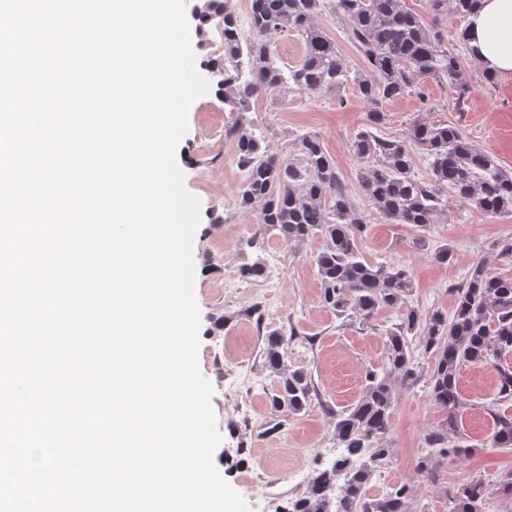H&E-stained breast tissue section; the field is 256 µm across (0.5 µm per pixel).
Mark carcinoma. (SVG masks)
<instances>
[{"label":"carcinoma","instance_id":"carcinoma-1","mask_svg":"<svg viewBox=\"0 0 512 512\" xmlns=\"http://www.w3.org/2000/svg\"><path fill=\"white\" fill-rule=\"evenodd\" d=\"M476 2L426 0L433 18L428 24L406 6V0H251L246 37L232 0H205L197 10L198 29L203 32L211 25L224 38V57L208 59L203 66L221 74L219 91L238 112L233 133L238 164L245 172L242 207L255 213L259 228L278 231L288 243L324 240L315 264L322 302L337 318L368 322L383 309L404 311L401 321L386 330L383 360L365 372L358 401L331 413L339 453L330 465L314 470L301 497L283 512H413L406 485L380 496L367 494L373 477L391 459L387 435L397 386L414 375L413 336L419 338L421 355L431 360V400L445 414L428 433L429 448L417 462V473L428 475L441 462L471 451L462 444L461 434L466 402L458 372L465 363L492 365L498 374V392L489 405L493 429L482 447L512 448V277L496 275L478 263L465 283L450 289L452 314L410 305L409 268L364 259L366 215L353 204L349 186L321 139L300 135V158L286 161L255 135L246 117L252 99L262 92L287 88L306 94L338 93L352 84L367 108L370 126L351 145L358 183L380 219L426 231L447 216V192L461 206L485 216L509 213L512 172L456 125L420 120L400 136L372 132L384 119V103L421 96L428 80L447 85L454 109L464 111L470 86L458 57L443 46L436 21L450 13L463 21ZM325 9L344 25L364 67L350 68L336 41L318 27ZM288 32L301 35L306 46L304 58L295 66L285 65L273 49L272 37ZM418 155L427 160L425 179L415 173ZM293 339L280 328H269L262 348L263 368L277 377L271 406L284 418L302 412L313 392L310 372L288 366L287 349ZM493 496L500 499L502 512H512V469L490 484L475 478L448 490V512H487Z\"/></svg>","mask_w":512,"mask_h":512}]
</instances>
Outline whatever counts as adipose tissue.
Listing matches in <instances>:
<instances>
[{
    "label": "adipose tissue",
    "instance_id": "adipose-tissue-1",
    "mask_svg": "<svg viewBox=\"0 0 512 512\" xmlns=\"http://www.w3.org/2000/svg\"><path fill=\"white\" fill-rule=\"evenodd\" d=\"M467 45L482 69L512 78V0H479L467 19Z\"/></svg>",
    "mask_w": 512,
    "mask_h": 512
}]
</instances>
